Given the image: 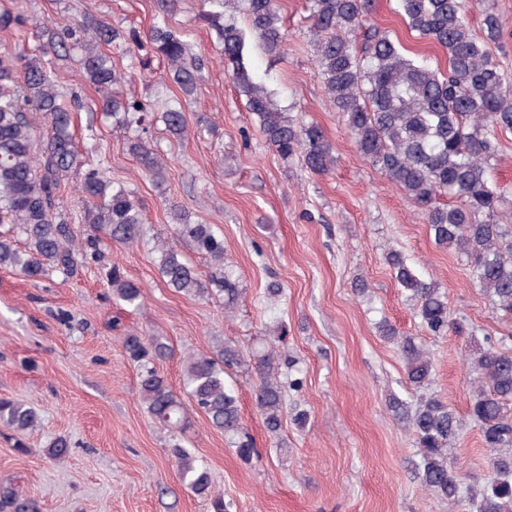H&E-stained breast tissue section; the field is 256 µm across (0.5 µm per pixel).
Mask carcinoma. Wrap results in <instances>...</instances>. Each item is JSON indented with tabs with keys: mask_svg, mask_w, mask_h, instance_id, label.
Returning a JSON list of instances; mask_svg holds the SVG:
<instances>
[{
	"mask_svg": "<svg viewBox=\"0 0 512 512\" xmlns=\"http://www.w3.org/2000/svg\"><path fill=\"white\" fill-rule=\"evenodd\" d=\"M213 9L199 19L215 32L224 71L246 100L248 112L272 150L287 159L300 155L313 174L334 166V146L322 127L284 112L275 93L259 80L247 63L249 40L272 58L286 51L287 36L281 25L277 0H239L246 26L224 7L231 0H208ZM310 33L316 47L318 76L337 111L346 116L347 136L357 152L422 211L436 244L454 249L464 258L470 278L490 296L496 310L512 318V225L498 221L500 207L512 193L491 183L492 161L499 154L493 131L512 132V85L494 57L502 23L497 14L483 17L485 34L472 33L465 0H395L397 12L420 39L440 46L448 55L445 70L421 56L405 54L390 33L368 21L370 0H307ZM179 0H160L161 14L147 32L120 30L105 20L66 21L54 28L35 23L21 14L0 12V29L32 30L36 45L28 53L0 55V224H9L25 239V247L0 233V266L19 271L32 280L51 272L68 275L78 262L102 257V237L121 244L140 238L144 214L133 192L105 172L92 167L72 132V113L81 110L80 93L62 91L54 77V60L61 54L79 53L86 83L99 95L101 110L112 114V126L123 133L129 150L144 171L154 177L163 171V159L147 136L157 123L175 138L187 135L183 102L200 90L204 60L189 52L179 30L168 17ZM130 59L124 66L112 59V49ZM167 64V79L177 89L162 110L155 111L127 96L123 85L137 67L151 58ZM46 121V141L35 149L34 116ZM87 168L78 187L87 223L97 234L76 241L60 202L61 181L72 170ZM455 199L443 204L442 197ZM176 221V241L158 238V268L167 285L184 294H211L234 308L240 297L236 278L224 265V239L211 224H192L178 206H171ZM190 243L214 265L202 280L176 242ZM397 282L416 302L421 324L434 336L464 328L450 317L448 296L432 281L420 278L401 253L387 255ZM112 296L128 309L141 305L142 290L117 266L110 273ZM384 337L395 340L405 361L407 379L418 388L430 380L429 354L391 325L381 326ZM288 330L281 323L273 330L268 349L251 354L258 380L256 406L265 427L279 431L283 419L285 387L299 381L281 379L277 344ZM128 357L140 367V396L154 420L172 434V451L181 478L197 494L210 497L212 512H229L224 495L211 490L208 469L183 448L178 436L189 426L182 399L152 364L167 347L155 338L128 336ZM243 352L222 346L184 360L183 387L188 399L215 429L224 433L238 456L251 461L258 450L244 430L238 395L226 384V369L242 363ZM472 364L481 376L470 416L481 426L485 447L494 452L492 476L471 494L475 512H512V351L485 340L475 344ZM38 423L29 405L0 398V424L23 434ZM459 420L440 399L420 400L410 420L420 464V484L460 505V475L448 459V446L456 438ZM0 512H37L31 498L14 487L0 486Z\"/></svg>",
	"mask_w": 512,
	"mask_h": 512,
	"instance_id": "cac0c4a2",
	"label": "carcinoma"
}]
</instances>
